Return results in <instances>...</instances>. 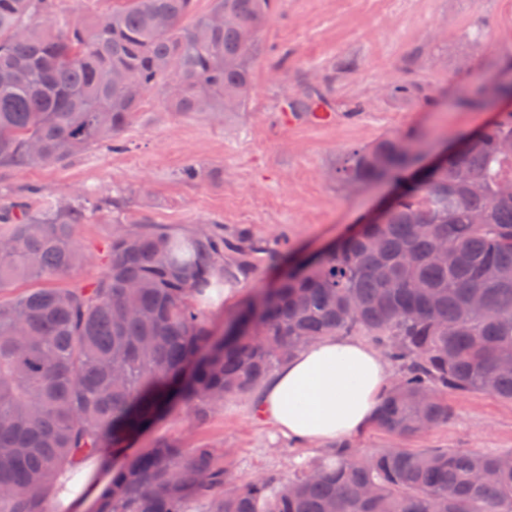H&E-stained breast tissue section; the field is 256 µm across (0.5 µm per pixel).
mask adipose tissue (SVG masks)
<instances>
[{
  "mask_svg": "<svg viewBox=\"0 0 512 512\" xmlns=\"http://www.w3.org/2000/svg\"><path fill=\"white\" fill-rule=\"evenodd\" d=\"M388 378L387 363L373 349L348 337L326 336L269 375L255 415L294 443L342 440L371 423ZM119 457L103 449L44 488L53 512H95Z\"/></svg>",
  "mask_w": 512,
  "mask_h": 512,
  "instance_id": "adipose-tissue-1",
  "label": "adipose tissue"
}]
</instances>
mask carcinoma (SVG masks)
Listing matches in <instances>:
<instances>
[{"label":"carcinoma","mask_w":512,"mask_h":512,"mask_svg":"<svg viewBox=\"0 0 512 512\" xmlns=\"http://www.w3.org/2000/svg\"><path fill=\"white\" fill-rule=\"evenodd\" d=\"M278 0H126L71 22L54 0H0V166L63 163L121 137L152 89L183 115L238 112L256 41ZM512 82L465 95L480 107ZM512 113L438 168L415 174L407 144L382 138L339 173L369 186L409 178L383 223L295 265L224 320L196 298L234 272L210 225L149 220L112 237L89 286L36 287L0 299V512H46L40 493L79 455L182 405L202 414L250 390L323 336L355 328L400 364L373 424L411 438L448 423V394L512 401ZM88 210L50 203L0 213V290L62 279L85 259L75 227ZM512 512V452L383 448L344 442L283 478H235L212 448L167 441L112 473L100 512Z\"/></svg>","instance_id":"carcinoma-1"}]
</instances>
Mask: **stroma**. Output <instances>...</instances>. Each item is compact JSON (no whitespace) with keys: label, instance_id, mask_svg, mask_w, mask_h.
Here are the masks:
<instances>
[{"label":"stroma","instance_id":"stroma-1","mask_svg":"<svg viewBox=\"0 0 512 512\" xmlns=\"http://www.w3.org/2000/svg\"><path fill=\"white\" fill-rule=\"evenodd\" d=\"M257 44L253 88L241 111L220 120L183 116L150 91L119 144L100 143L62 164L0 167V210L89 197L93 211L76 230L85 260L68 277L71 285L104 275L105 251L119 230L113 217H148L174 230L217 224L226 241L252 251L250 267L224 283L229 299L199 305L204 324L217 328L274 287L285 265L333 245L379 203L383 187L339 175L352 150L384 137L451 144L512 110V99L479 108L460 103L468 90L512 70V0H279ZM317 92L334 121H285L292 100ZM189 167L195 180L183 177ZM261 391L254 386L201 416L177 408L133 436L131 449L206 444L237 479L288 476L293 463L324 448L294 446L258 422ZM448 407L447 424L417 437L394 438L370 425L350 441L364 454L512 452L511 401L452 393Z\"/></svg>","mask_w":512,"mask_h":512}]
</instances>
